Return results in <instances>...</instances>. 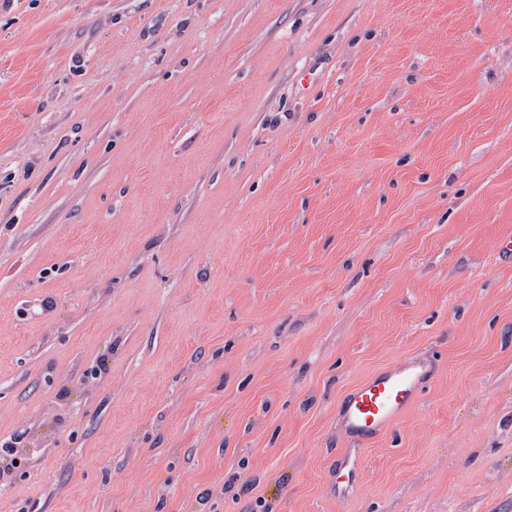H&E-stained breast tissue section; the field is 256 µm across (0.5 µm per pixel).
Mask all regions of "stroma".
<instances>
[{"mask_svg":"<svg viewBox=\"0 0 512 512\" xmlns=\"http://www.w3.org/2000/svg\"><path fill=\"white\" fill-rule=\"evenodd\" d=\"M509 239L512 0H0V512H512ZM427 377L421 361L402 359L359 383L340 408L345 437L360 441L386 433L421 400ZM20 435L11 437L9 441H1V454H0V486H9L13 481L14 469L17 467V460L12 456L14 444L18 443Z\"/></svg>","mask_w":512,"mask_h":512,"instance_id":"obj_1","label":"stroma"}]
</instances>
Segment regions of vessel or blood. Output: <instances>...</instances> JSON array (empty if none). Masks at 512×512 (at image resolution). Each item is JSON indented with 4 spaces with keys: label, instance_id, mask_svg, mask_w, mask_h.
Here are the masks:
<instances>
[{
    "label": "vessel or blood",
    "instance_id": "b4317fda",
    "mask_svg": "<svg viewBox=\"0 0 512 512\" xmlns=\"http://www.w3.org/2000/svg\"><path fill=\"white\" fill-rule=\"evenodd\" d=\"M427 377L422 362L402 359L359 383L340 408L345 437L360 441L386 433L421 400Z\"/></svg>",
    "mask_w": 512,
    "mask_h": 512
}]
</instances>
